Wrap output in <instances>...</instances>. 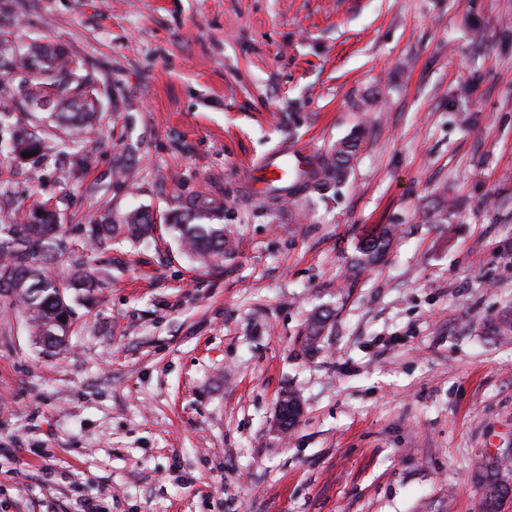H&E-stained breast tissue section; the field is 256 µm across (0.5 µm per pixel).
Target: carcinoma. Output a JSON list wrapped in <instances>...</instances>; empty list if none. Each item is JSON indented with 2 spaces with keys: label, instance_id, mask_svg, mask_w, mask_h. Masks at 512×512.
<instances>
[{
  "label": "carcinoma",
  "instance_id": "carcinoma-1",
  "mask_svg": "<svg viewBox=\"0 0 512 512\" xmlns=\"http://www.w3.org/2000/svg\"><path fill=\"white\" fill-rule=\"evenodd\" d=\"M9 40L0 36V69L9 73L5 87L9 98L34 103L49 98L51 131L38 137L34 134L19 140L16 153H41L50 148L58 151L67 147L81 164L88 160L83 140H62L54 131L82 133L92 126L99 89L83 59L67 55L49 44L25 52H11ZM361 148L360 136H355L336 151L318 158L313 175L315 184L341 183L348 174V164ZM210 202L196 198L179 206L169 220L181 250L192 256L200 268L224 263L230 254L224 225L209 224ZM154 231L153 218L147 212H135L124 224L104 219L93 220L82 229V245L72 242L67 229L60 224L56 208H38L25 214L17 224H0V269L11 271L8 282H0V297L5 306L17 312L27 324L36 344L49 355L58 353L71 335V305L68 292H92L99 287V271L92 268L84 252L102 251L114 242L137 243ZM392 233L381 230L361 240L358 255L351 266L356 278L377 263L387 252ZM325 319L309 324L304 340L313 349L321 338ZM484 485L482 508L496 497L503 481L490 464L479 473Z\"/></svg>",
  "mask_w": 512,
  "mask_h": 512
}]
</instances>
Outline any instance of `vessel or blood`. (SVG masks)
<instances>
[{"label": "vessel or blood", "mask_w": 512, "mask_h": 512, "mask_svg": "<svg viewBox=\"0 0 512 512\" xmlns=\"http://www.w3.org/2000/svg\"><path fill=\"white\" fill-rule=\"evenodd\" d=\"M318 166V157L305 147L286 146L248 167L244 189L254 197L264 195L272 185L286 186L292 172H299L303 180H310Z\"/></svg>", "instance_id": "obj_1"}]
</instances>
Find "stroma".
Returning <instances> with one entry per match:
<instances>
[{
	"label": "stroma",
	"mask_w": 512,
	"mask_h": 512,
	"mask_svg": "<svg viewBox=\"0 0 512 512\" xmlns=\"http://www.w3.org/2000/svg\"><path fill=\"white\" fill-rule=\"evenodd\" d=\"M0 34L100 87L83 170L12 160L43 115L10 102L0 224L47 202L77 239L200 195L233 242L214 270L163 230L95 253L57 355L0 308V512H481L478 465L512 483V0H0ZM360 129L341 184L243 196L278 146ZM389 230H380L361 240L358 246V255L351 266V276L356 279L359 274L377 263L387 252L392 239Z\"/></svg>",
	"instance_id": "1"
}]
</instances>
